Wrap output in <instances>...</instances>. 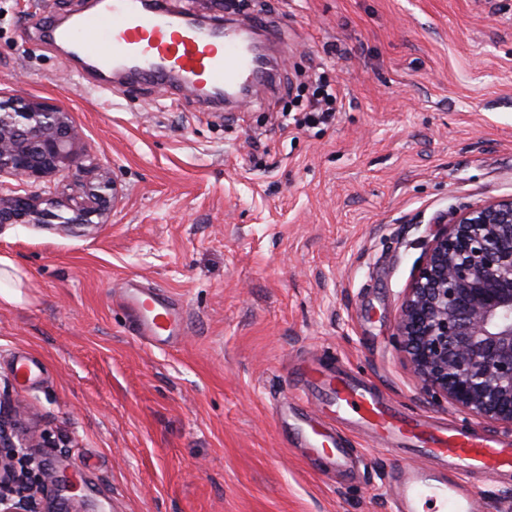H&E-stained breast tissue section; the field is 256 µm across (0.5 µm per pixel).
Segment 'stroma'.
<instances>
[{"mask_svg":"<svg viewBox=\"0 0 512 512\" xmlns=\"http://www.w3.org/2000/svg\"><path fill=\"white\" fill-rule=\"evenodd\" d=\"M277 35L270 88L229 112L149 85L88 88L38 31L87 0H0V98L63 107L118 200L101 223L0 228L28 275L0 305V406L66 512H391L397 452L347 425L338 476L288 445L293 365L341 367L411 412L501 437L431 399L394 336L427 240L452 210L512 197V0H173ZM332 124L302 125L317 80ZM137 277L185 311L140 341L117 295ZM41 365L27 383L15 356ZM77 478V492L61 483Z\"/></svg>","mask_w":512,"mask_h":512,"instance_id":"1","label":"stroma"}]
</instances>
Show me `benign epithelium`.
Instances as JSON below:
<instances>
[{"label": "benign epithelium", "instance_id": "1", "mask_svg": "<svg viewBox=\"0 0 512 512\" xmlns=\"http://www.w3.org/2000/svg\"><path fill=\"white\" fill-rule=\"evenodd\" d=\"M70 113L37 99L0 101V173L40 182L64 174L65 199L0 195V224L73 231L103 217L116 181L87 162ZM428 393L512 428V198L452 214L426 244L396 333ZM0 407V512H45L44 476Z\"/></svg>", "mask_w": 512, "mask_h": 512}]
</instances>
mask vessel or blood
I'll return each instance as SVG.
<instances>
[{"label": "vessel or blood", "instance_id": "1", "mask_svg": "<svg viewBox=\"0 0 512 512\" xmlns=\"http://www.w3.org/2000/svg\"><path fill=\"white\" fill-rule=\"evenodd\" d=\"M259 26L256 20L235 26L217 23L212 33L204 34L168 0H157L151 9L143 8L140 0H99L73 24L48 26L43 35L70 47L81 64L79 79L147 82L163 88L176 79L192 100L232 108L237 101L223 99L225 89L258 84L270 76L268 63L245 39L246 32ZM120 300L146 343L169 344L181 336L183 312L164 291L128 280ZM306 385L316 392L326 413L325 420L312 418L296 429L292 442L308 458L330 455L337 468L349 465L350 448L326 427L338 419L379 442L401 441L416 455V462L392 469L394 512H482L472 475L512 472V442L453 421L435 424L415 417L364 378L345 371L313 374L299 368L288 375L290 399L302 401Z\"/></svg>", "mask_w": 512, "mask_h": 512}]
</instances>
